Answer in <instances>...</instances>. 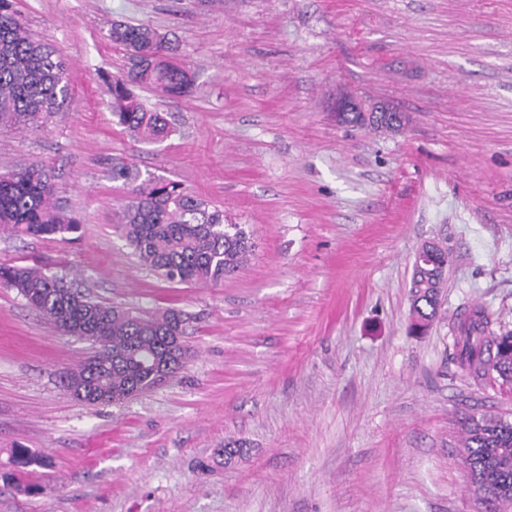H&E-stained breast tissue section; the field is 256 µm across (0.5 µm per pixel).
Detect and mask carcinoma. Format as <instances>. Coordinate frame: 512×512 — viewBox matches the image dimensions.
Instances as JSON below:
<instances>
[{"mask_svg": "<svg viewBox=\"0 0 512 512\" xmlns=\"http://www.w3.org/2000/svg\"><path fill=\"white\" fill-rule=\"evenodd\" d=\"M108 37L126 54V68L105 81L112 115L144 143L168 137L161 112L148 109L134 88L152 85L171 96L193 93L177 46L149 25L114 23ZM72 105L63 62L34 39L12 8L0 0V131L43 127ZM51 170L29 164L0 174V237L67 239L79 230L55 198ZM112 180L130 186L121 232L139 264L172 284H217L244 269L252 242L242 224L176 182L140 178L124 161L112 164ZM448 251L434 243L417 252L410 283L411 328L419 334L436 319ZM0 288L16 291L26 305L62 333L91 342L93 351L63 377V389L88 405L120 404L151 391L186 363L188 316L175 308L145 315L92 299L72 286L67 274L36 264L0 263ZM485 309L475 307L457 323L454 356L475 380L512 383V330L490 329ZM179 336L171 347L168 337ZM462 448L470 483H486L491 505H512V421L499 415L464 420Z\"/></svg>", "mask_w": 512, "mask_h": 512, "instance_id": "cac0c4a2", "label": "carcinoma"}]
</instances>
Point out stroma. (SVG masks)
<instances>
[{"instance_id": "1", "label": "stroma", "mask_w": 512, "mask_h": 512, "mask_svg": "<svg viewBox=\"0 0 512 512\" xmlns=\"http://www.w3.org/2000/svg\"><path fill=\"white\" fill-rule=\"evenodd\" d=\"M64 62L69 110L0 133V174L40 163L81 228L1 239L104 302L189 317L175 377L122 404L68 397L89 356L0 288V512H486L461 420L512 419V389L453 355L473 305L512 329V0H13ZM178 45L196 91L143 86L173 134L133 140L103 75L112 22ZM350 93L411 117L401 134L340 125ZM175 181L252 234L248 265L209 286L136 263L116 229L112 164ZM448 251L439 318L410 331L420 246ZM240 445L227 455L226 445ZM33 465L19 468L13 451ZM51 467L44 468L40 459Z\"/></svg>"}]
</instances>
